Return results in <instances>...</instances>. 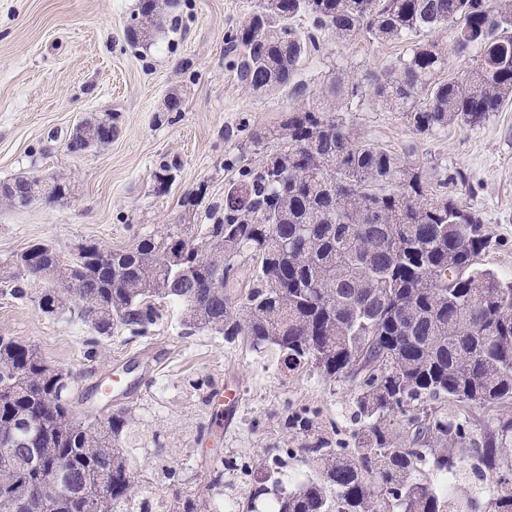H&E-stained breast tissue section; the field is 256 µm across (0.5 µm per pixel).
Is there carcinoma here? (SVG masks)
Masks as SVG:
<instances>
[{
	"label": "carcinoma",
	"mask_w": 512,
	"mask_h": 512,
	"mask_svg": "<svg viewBox=\"0 0 512 512\" xmlns=\"http://www.w3.org/2000/svg\"><path fill=\"white\" fill-rule=\"evenodd\" d=\"M160 0H142L127 26L132 44L161 25ZM304 16L313 32L293 22ZM457 24L455 52H473L468 75L439 81L447 54L428 34ZM349 42L410 40V52L380 72L349 78L338 69L327 94L310 95L302 59L314 33ZM241 49L240 78L265 95L288 89L280 149L245 179L224 189L223 216L204 236L176 230L99 261L97 242L71 260L41 244L31 264L10 277V294L52 269L41 293L44 314L84 321L77 296L94 299L89 357L119 332L143 337L158 304L182 307L185 334L210 331L256 352L274 350L281 367L311 365L353 387L351 448L316 414L285 413L283 432L303 437L267 453L261 477L239 512H478L473 497L436 489L426 464L442 476L467 465L473 478L497 477L486 512H512V414L478 426L472 406L512 404V283L477 267L489 236L475 208L432 193L425 171L358 136L344 113L365 99L405 112L428 134L454 120L483 122L512 97V0H257L241 29L227 35ZM10 207L46 194L33 178L3 183ZM182 254L177 269L165 263ZM461 274L448 282V254ZM404 417L395 434L385 423ZM130 407L83 419L72 387L35 348L0 336V503L17 493L37 512H206L203 499L174 488L175 474L151 477L130 461ZM306 470L286 480L288 462ZM269 499L264 510L256 502Z\"/></svg>",
	"instance_id": "cac0c4a2"
}]
</instances>
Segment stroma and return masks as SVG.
I'll return each instance as SVG.
<instances>
[{
    "label": "stroma",
    "instance_id": "1",
    "mask_svg": "<svg viewBox=\"0 0 512 512\" xmlns=\"http://www.w3.org/2000/svg\"><path fill=\"white\" fill-rule=\"evenodd\" d=\"M254 4L174 0L148 44L134 47L125 30L139 0H0V182L52 174L70 185L54 203L0 204V270L35 243L67 258L90 241L129 249L176 229L202 237L225 186L278 150L275 134L288 117L287 90L253 93L240 81L241 57L226 41ZM408 46L367 36L337 44L321 35L301 76L318 95L336 69L359 78ZM172 95L181 99L180 111H166ZM105 113L112 116L111 144L70 154L66 139L76 124ZM346 118L362 138L426 170L438 192L474 205L491 237L477 263L512 282V102L480 125L456 120L433 134L416 133L405 113L374 100ZM171 162L175 180L159 188L156 175ZM50 286L30 282L28 297L16 299L0 280V336L32 345L51 366L70 372L77 412L132 407L145 431L131 455L138 469L175 471L180 490L220 507L249 490L268 447L283 441L285 412L311 409L320 426L337 425L341 441L352 443L350 385L311 368L281 374L275 354L220 336L182 335L180 312L167 303L147 336H112L92 359L88 328L39 310L37 298ZM130 364V393L101 403L98 384ZM195 380L219 392L239 390L237 410L224 415L221 395L206 403L190 394ZM155 431L164 447L154 445ZM219 458L238 468L211 489L207 464Z\"/></svg>",
    "mask_w": 512,
    "mask_h": 512
}]
</instances>
